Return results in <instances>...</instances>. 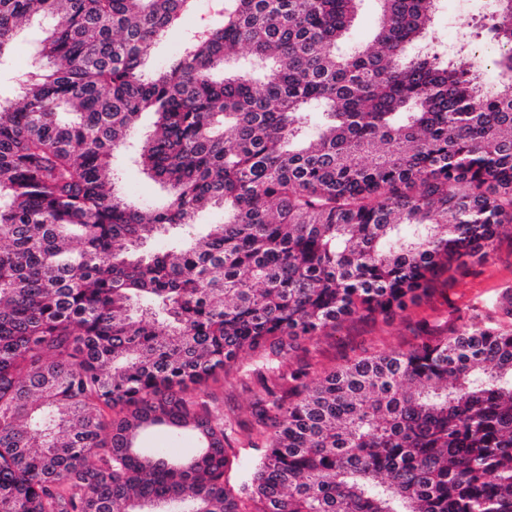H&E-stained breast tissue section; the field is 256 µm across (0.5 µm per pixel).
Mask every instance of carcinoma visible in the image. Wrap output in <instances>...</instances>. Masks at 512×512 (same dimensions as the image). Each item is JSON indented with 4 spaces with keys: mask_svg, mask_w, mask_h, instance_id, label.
Segmentation results:
<instances>
[{
    "mask_svg": "<svg viewBox=\"0 0 512 512\" xmlns=\"http://www.w3.org/2000/svg\"><path fill=\"white\" fill-rule=\"evenodd\" d=\"M358 2L0 0V59L51 20L21 102H0V512H512V329L279 373L244 443L199 395L244 350L283 359L405 312L512 224V84L426 43L435 0H379L371 45L342 54ZM143 112L162 207L112 162ZM206 207L224 223L181 240ZM150 426L194 431L198 453L135 447ZM244 446L264 452L233 483Z\"/></svg>",
    "mask_w": 512,
    "mask_h": 512,
    "instance_id": "carcinoma-1",
    "label": "carcinoma"
}]
</instances>
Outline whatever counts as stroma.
Listing matches in <instances>:
<instances>
[{
    "label": "stroma",
    "mask_w": 512,
    "mask_h": 512,
    "mask_svg": "<svg viewBox=\"0 0 512 512\" xmlns=\"http://www.w3.org/2000/svg\"><path fill=\"white\" fill-rule=\"evenodd\" d=\"M486 10L482 0H442L432 18L430 33L448 52L459 47L461 34L472 32ZM46 22L24 24L8 56L0 61V97L19 100L26 76L35 68L36 50L44 36ZM124 188L136 201L164 205L166 192L150 181L125 150L114 154ZM512 329V236L502 235L490 256L452 279H439L409 309L391 320L352 319L339 324L335 333L321 337L312 350L299 349L280 364L281 371L305 368L309 379H317L346 361L384 350H405L421 331L446 336L466 322ZM267 369L258 353L239 354L226 372L208 381L205 390L226 414L250 427L254 393Z\"/></svg>",
    "instance_id": "obj_1"
}]
</instances>
